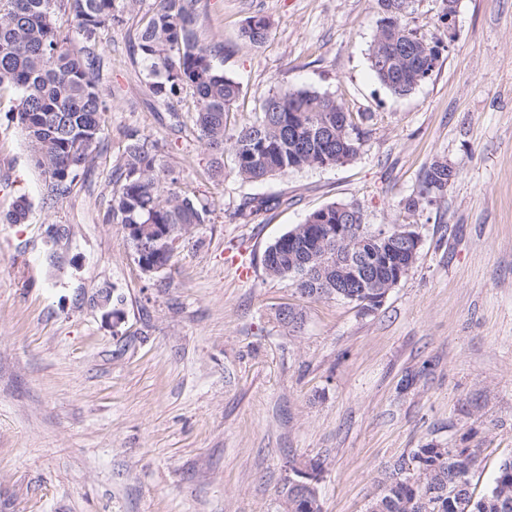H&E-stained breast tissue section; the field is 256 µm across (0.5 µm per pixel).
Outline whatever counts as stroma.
Returning a JSON list of instances; mask_svg holds the SVG:
<instances>
[{"label":"stroma","instance_id":"35a3bbf8","mask_svg":"<svg viewBox=\"0 0 512 512\" xmlns=\"http://www.w3.org/2000/svg\"><path fill=\"white\" fill-rule=\"evenodd\" d=\"M197 30L240 83L229 127L279 88L327 94L357 119L343 164L250 183L224 177L194 130L191 91L158 100L131 51L139 14L96 44L108 110L89 174L57 202L0 92V512H288L291 461H320L322 512H366L417 448H474L482 494L512 457V0H412L441 43L429 79L392 95L370 70L376 0H203ZM266 17L271 36L244 45ZM157 141L177 190L208 198L171 267L144 273L103 216L127 130ZM448 163L441 197L405 209ZM29 213L7 214L18 197ZM269 199L249 218L246 198ZM373 226L410 224L418 257L382 306L301 296L267 275L277 238L331 203ZM285 307L300 330L279 322ZM269 32V20L263 16H253L246 22L241 36L246 45L258 48L267 41Z\"/></svg>","mask_w":512,"mask_h":512}]
</instances>
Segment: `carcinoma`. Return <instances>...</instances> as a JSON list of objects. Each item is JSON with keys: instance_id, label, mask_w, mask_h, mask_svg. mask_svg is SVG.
Masks as SVG:
<instances>
[{"instance_id": "obj_1", "label": "carcinoma", "mask_w": 512, "mask_h": 512, "mask_svg": "<svg viewBox=\"0 0 512 512\" xmlns=\"http://www.w3.org/2000/svg\"><path fill=\"white\" fill-rule=\"evenodd\" d=\"M143 0H0V90L19 93L16 119L25 132L34 166L45 175L49 200L65 195L79 174L93 165L103 141L107 111L100 82L101 59L95 46L102 29L124 22L125 14ZM202 0H154L133 44L152 93L168 101L184 89L196 98V137L215 155L231 149L237 175L246 182L264 181L288 171L333 167L354 158L361 132L334 98L306 88H280L262 103L251 124L229 129L242 87L214 62L216 48L199 44L196 29ZM411 0H377L382 18L369 49L370 68L395 96L411 94L433 72L439 41L407 27L403 18ZM67 16L83 46L76 48L58 22ZM270 22L248 19L243 42L258 48L268 39ZM112 204L109 224H205L211 202L166 188L158 145L130 129ZM448 187V164L436 161L424 172L417 195L405 208H419L424 196L436 198ZM355 226L349 242L327 240L323 248L345 255L356 235H368L360 206L332 203L318 209L269 245L263 264L272 277L292 281L297 290L317 300L316 226L338 218ZM390 246L370 241L357 253L363 262L387 256ZM398 264L379 263L373 287L387 290L394 270L412 267L416 257L404 251ZM476 460L465 448H417L409 459L393 465L382 493L372 500L377 512H512V457L504 459L491 486L479 497L471 490Z\"/></svg>"}]
</instances>
